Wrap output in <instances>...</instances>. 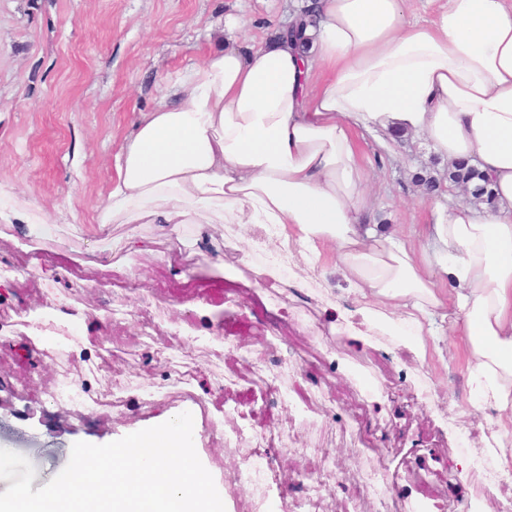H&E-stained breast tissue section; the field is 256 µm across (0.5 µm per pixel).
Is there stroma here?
<instances>
[{
    "label": "stroma",
    "mask_w": 512,
    "mask_h": 512,
    "mask_svg": "<svg viewBox=\"0 0 512 512\" xmlns=\"http://www.w3.org/2000/svg\"><path fill=\"white\" fill-rule=\"evenodd\" d=\"M303 0H0V252L15 271L0 297L16 310L10 355L0 357V448L25 456L41 488L69 462L79 441L96 445L158 423L166 409L194 418L197 455L224 497L225 512H244L246 488L228 476L238 459L217 442L224 413L253 412L264 440L263 512H285L288 474L305 463L280 447L281 410L270 407L260 358L274 350L305 364H332L321 387L301 374L288 381L289 398L303 409L308 445L329 449L350 479L331 484L336 503L352 498L370 465L388 477L394 512H456L457 502L484 512L490 500L473 471L448 468L449 451L484 434L463 416L469 398L468 363L460 337L441 319L432 327L443 342L425 362L401 365L390 336L354 340L336 316L350 300L332 264L312 268L299 252L281 264L282 282L262 288L245 265L260 227L242 224H99L98 207L112 187V158L141 113L159 106L161 80L176 82L211 46L209 32L245 23V43L267 39L299 12ZM375 168L373 192L380 224L426 223L433 199L415 183L437 161L417 137L397 139L382 154L373 138L361 141ZM54 224L43 239L29 237V216ZM52 285L71 296L78 315L98 333L111 332L122 304L126 341L100 347L96 336L73 337L75 368L96 376L93 396L132 386L148 397L164 384L166 405L94 407L75 418L39 389L61 368L47 355ZM163 318L153 347L138 345L145 308ZM200 334L222 354L189 350L166 365L173 330ZM335 410V420L325 419Z\"/></svg>",
    "instance_id": "1"
}]
</instances>
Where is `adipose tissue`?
Returning a JSON list of instances; mask_svg holds the SVG:
<instances>
[{"label": "adipose tissue", "instance_id": "adipose-tissue-1", "mask_svg": "<svg viewBox=\"0 0 512 512\" xmlns=\"http://www.w3.org/2000/svg\"><path fill=\"white\" fill-rule=\"evenodd\" d=\"M309 46L278 28L210 50L142 113L113 157L109 224H268L309 263L331 249L351 285L356 338L383 325L425 360L440 314L469 355L465 416L504 438L512 468V0H312ZM417 134L448 163L478 166L493 204L436 202L426 245L372 224L365 135Z\"/></svg>", "mask_w": 512, "mask_h": 512}]
</instances>
